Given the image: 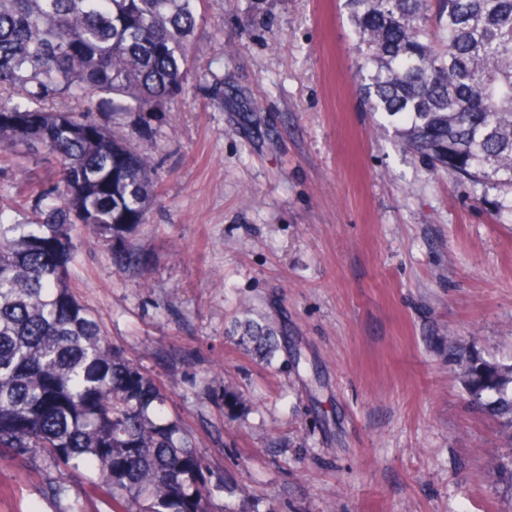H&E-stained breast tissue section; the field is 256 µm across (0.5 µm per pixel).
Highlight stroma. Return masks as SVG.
<instances>
[{"label":"stroma","instance_id":"1","mask_svg":"<svg viewBox=\"0 0 512 512\" xmlns=\"http://www.w3.org/2000/svg\"><path fill=\"white\" fill-rule=\"evenodd\" d=\"M184 93L148 133L152 204L122 273L77 234L69 283L169 395L218 503L248 512H512V450L472 405L469 357L512 362V192L407 152L360 105L342 0H201ZM0 156V218L38 220ZM279 334L272 364L242 307ZM302 355L307 371L296 370ZM239 397L226 406L225 391ZM53 464L0 460V512H65Z\"/></svg>","mask_w":512,"mask_h":512}]
</instances>
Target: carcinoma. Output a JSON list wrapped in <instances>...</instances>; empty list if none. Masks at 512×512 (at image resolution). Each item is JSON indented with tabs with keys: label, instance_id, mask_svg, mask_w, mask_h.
Here are the masks:
<instances>
[{
	"label": "carcinoma",
	"instance_id": "obj_1",
	"mask_svg": "<svg viewBox=\"0 0 512 512\" xmlns=\"http://www.w3.org/2000/svg\"><path fill=\"white\" fill-rule=\"evenodd\" d=\"M197 0H0V154L27 171L37 224H0V458L84 469L114 512H238L215 506L211 472L168 396L110 344L68 283L77 226L107 242L118 270L148 259L125 233L145 223L154 160L111 121L150 116L184 90ZM369 112L398 123L415 154L471 183L512 190V0H345ZM61 99L81 105L54 109ZM258 358L277 332L245 326ZM471 403L512 441V364L469 359Z\"/></svg>",
	"mask_w": 512,
	"mask_h": 512
}]
</instances>
